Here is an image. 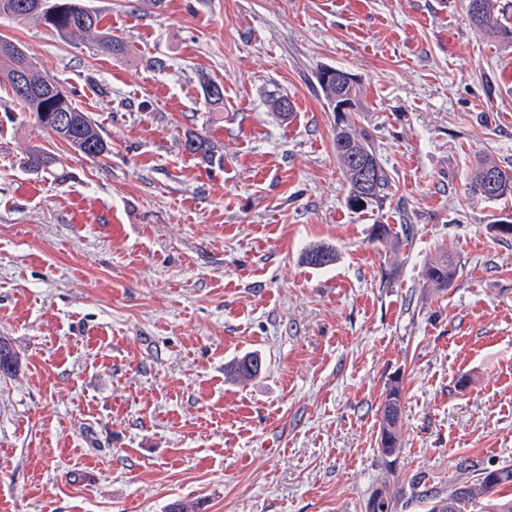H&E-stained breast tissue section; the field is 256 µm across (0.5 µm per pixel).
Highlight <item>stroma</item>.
<instances>
[{"label": "stroma", "mask_w": 512, "mask_h": 512, "mask_svg": "<svg viewBox=\"0 0 512 512\" xmlns=\"http://www.w3.org/2000/svg\"><path fill=\"white\" fill-rule=\"evenodd\" d=\"M92 4L127 57L0 18L112 147L89 160L0 83V337L19 357L0 375V512H366L384 487L396 512H427L415 476L444 493L512 464V240L492 230L512 196L464 194L478 159L512 168V44L477 32L466 0ZM324 67L358 81L348 118L391 176L362 212L346 205ZM191 133L212 164L185 149ZM33 145L59 156L53 174L20 167ZM376 224L414 236L385 247ZM317 242L335 263H301ZM448 248L458 278L423 287ZM247 353L260 374L229 379ZM402 401V387L399 382L394 384L386 391L385 399L380 408L379 419V439L378 445L381 455L398 453L401 449V438L398 428Z\"/></svg>", "instance_id": "35a3bbf8"}]
</instances>
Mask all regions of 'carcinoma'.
<instances>
[{"label":"carcinoma","mask_w":512,"mask_h":512,"mask_svg":"<svg viewBox=\"0 0 512 512\" xmlns=\"http://www.w3.org/2000/svg\"><path fill=\"white\" fill-rule=\"evenodd\" d=\"M467 9L474 27L482 32L497 34L512 42V30L499 24L494 0H467ZM0 17L35 19L63 40L91 38L97 47L113 56L126 52L124 40L107 29H101V12L87 0H0ZM11 47L8 60L0 59V81L10 87L12 99L30 113L37 127L67 144L74 151L96 161L111 153L109 142L100 127L79 108L73 98L53 77L37 70L27 49L20 43L0 39V47ZM340 68L330 79L319 83L327 104L341 98L354 107L360 100V88L345 77ZM68 116L64 124L57 123L59 115ZM334 151L337 163L348 184L347 206L353 211H365L372 203L386 199L391 186L390 176L380 163L370 143V135L359 131L345 120L336 122ZM185 149L204 162L213 159L214 146L198 133L187 136ZM20 164L25 170L38 174L54 171L61 164L50 150L33 145ZM496 173L498 181L490 183L488 175ZM470 199L496 201L512 194V169L483 158L478 161L466 183ZM336 261V249L324 243L311 244L301 253V263L311 268H323ZM458 261L446 251L426 262L422 271L423 284L447 288L458 276ZM257 355L245 354L227 366L226 372L235 380L247 381L260 371ZM402 387L394 383L386 391L380 408L379 449L381 455L401 449L398 428ZM420 498L430 504L429 512H512V498L505 491L512 488V465L485 468L472 481H454L448 494L442 495L418 476L413 481ZM394 496L385 490L375 491L367 502V512H393Z\"/></svg>","instance_id":"obj_1"}]
</instances>
